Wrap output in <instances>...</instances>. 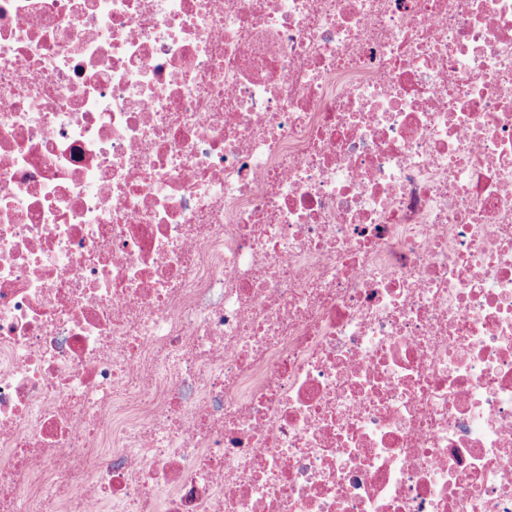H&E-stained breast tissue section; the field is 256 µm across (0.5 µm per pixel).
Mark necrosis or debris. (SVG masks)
<instances>
[{
	"instance_id": "4bbe7bcc",
	"label": "necrosis or debris",
	"mask_w": 512,
	"mask_h": 512,
	"mask_svg": "<svg viewBox=\"0 0 512 512\" xmlns=\"http://www.w3.org/2000/svg\"><path fill=\"white\" fill-rule=\"evenodd\" d=\"M0 512H512V0H0Z\"/></svg>"
}]
</instances>
